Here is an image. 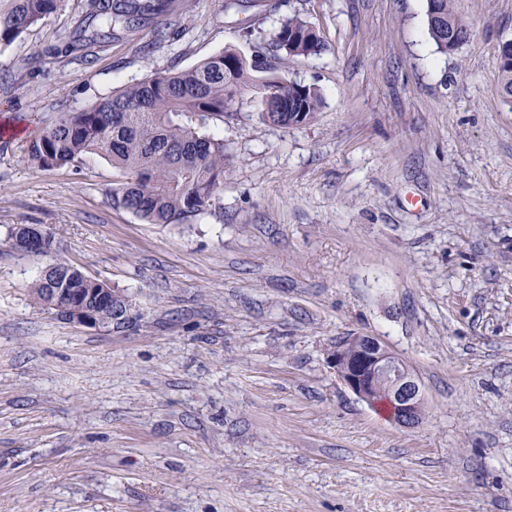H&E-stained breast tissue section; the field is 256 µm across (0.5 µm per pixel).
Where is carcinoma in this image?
Returning a JSON list of instances; mask_svg holds the SVG:
<instances>
[{"instance_id":"1","label":"carcinoma","mask_w":512,"mask_h":512,"mask_svg":"<svg viewBox=\"0 0 512 512\" xmlns=\"http://www.w3.org/2000/svg\"><path fill=\"white\" fill-rule=\"evenodd\" d=\"M59 0H17L0 18V39L13 40L54 12ZM168 0H89L70 49L102 43L115 28L134 32L154 25L165 37ZM458 19L451 0H427L428 34L438 52L450 55L470 35L468 26L450 31ZM324 42L311 22L298 14L283 19L274 42L258 44L247 57L233 48L189 69H172L126 86L92 108L62 112L28 147V161L42 169L72 164L87 153L102 156L121 174L110 189L112 205L148 224H189L216 209L224 188V138L200 129L237 111L245 102L274 125L312 121L323 97L314 85L282 76L277 59L320 54ZM498 62V92L512 102V50ZM65 262L53 263L49 276L33 287L43 304L44 288H98Z\"/></svg>"}]
</instances>
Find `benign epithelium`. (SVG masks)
<instances>
[{
	"label": "benign epithelium",
	"instance_id": "obj_1",
	"mask_svg": "<svg viewBox=\"0 0 512 512\" xmlns=\"http://www.w3.org/2000/svg\"><path fill=\"white\" fill-rule=\"evenodd\" d=\"M47 308L82 325L112 326L110 288H45ZM329 367L358 398L385 410L396 426L413 430L422 424L424 395L406 363L377 337L352 334L336 341L327 356Z\"/></svg>",
	"mask_w": 512,
	"mask_h": 512
}]
</instances>
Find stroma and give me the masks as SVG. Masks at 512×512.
I'll list each match as a JSON object with an SVG mask.
<instances>
[{"label": "stroma", "mask_w": 512, "mask_h": 512, "mask_svg": "<svg viewBox=\"0 0 512 512\" xmlns=\"http://www.w3.org/2000/svg\"><path fill=\"white\" fill-rule=\"evenodd\" d=\"M88 0L0 41V512H512V104L497 48L512 0H453L469 40L438 53L427 0H171L169 35L66 45ZM300 13L324 51L282 57L317 85L306 124L239 106L220 207L146 224L114 207L96 154L40 169L26 148L59 113ZM56 257L126 296L125 324L37 304ZM362 333L402 358L422 424L394 425L327 353ZM25 226V232L27 233V239L28 243L30 245L31 250L29 252H26L30 255H37L38 246L41 242V253L43 256H49L56 251V241L55 237L53 236L52 232L45 231L42 239V232L41 230L44 228L42 224H20L17 225L12 232L17 230L19 227Z\"/></svg>", "instance_id": "1"}]
</instances>
